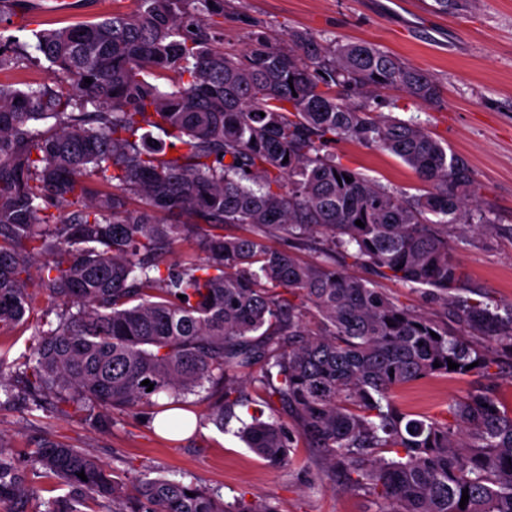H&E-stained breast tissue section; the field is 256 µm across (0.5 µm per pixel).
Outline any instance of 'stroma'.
Instances as JSON below:
<instances>
[{"label":"stroma","mask_w":512,"mask_h":512,"mask_svg":"<svg viewBox=\"0 0 512 512\" xmlns=\"http://www.w3.org/2000/svg\"><path fill=\"white\" fill-rule=\"evenodd\" d=\"M452 13L435 0H227L224 47L241 49L249 23L282 38L299 28L321 38L366 40L437 78L441 101L413 104L397 90L380 92V112L424 123L464 158L474 172L477 195L497 221L484 231L448 227V245L462 278L458 295L484 303H512V0H458ZM136 0H0V15L14 22L62 27L119 10H136ZM0 82L60 88L47 61L17 58L0 70ZM337 161L369 179L409 195L425 185L399 158L355 142H337ZM469 343L491 360L489 374L464 378L430 376L395 389L403 411L438 417L451 399L488 391L512 406V350L498 340L469 335ZM216 393L188 395L196 427L173 438L152 430L144 416L115 410L107 427L95 425L96 410L80 414L39 409L27 398L0 403V440L14 448L19 470L38 491L37 499L67 495L53 479L33 474L29 464L38 443L51 440L85 450L126 485L142 474L162 475L217 492L226 502L269 500L280 512H380L381 502L351 488L349 472L327 469L304 442H295L284 468L270 466L236 436L235 416L225 428L210 418ZM37 499L4 501L0 512H37Z\"/></svg>","instance_id":"stroma-1"}]
</instances>
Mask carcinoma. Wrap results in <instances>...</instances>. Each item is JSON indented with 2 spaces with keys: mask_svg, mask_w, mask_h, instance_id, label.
Listing matches in <instances>:
<instances>
[{
  "mask_svg": "<svg viewBox=\"0 0 512 512\" xmlns=\"http://www.w3.org/2000/svg\"><path fill=\"white\" fill-rule=\"evenodd\" d=\"M137 2L32 31L68 93L0 82V330L29 323L44 300L59 307L55 327L36 322L21 362L35 406L149 408L152 422L157 398L178 402L208 383L221 390L211 417L222 428L247 404L231 398L237 373L256 367L263 403L293 423L261 409L242 423L240 438L268 463L288 465L302 438L330 468L350 466L352 486L383 512H512L511 408L470 393L447 418L420 419L392 401L428 376L489 374L468 334L512 346V305L448 296L461 279L448 225L494 223L471 167L421 124L378 111L385 88L438 103L436 80L372 42L299 29L280 41L253 31L228 53L213 23L224 0ZM25 30L0 25V69ZM150 128L173 141L148 143ZM338 141L389 152L429 190L407 196L367 179L336 161ZM226 224L244 233L226 236ZM314 233L319 261L267 243ZM193 237L199 254L166 260ZM338 251L443 299L459 331L336 268ZM11 368L0 357L8 400ZM30 462L70 488L42 512H79L73 503L85 500L94 512H278L147 474L131 495L99 461L54 441ZM31 496L0 444V500Z\"/></svg>",
  "mask_w": 512,
  "mask_h": 512,
  "instance_id": "cac0c4a2",
  "label": "carcinoma"
}]
</instances>
